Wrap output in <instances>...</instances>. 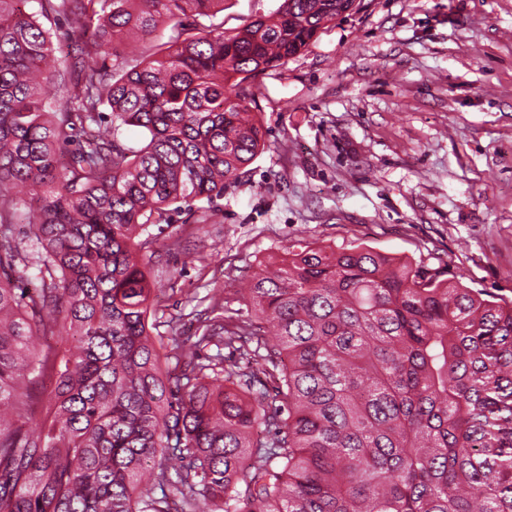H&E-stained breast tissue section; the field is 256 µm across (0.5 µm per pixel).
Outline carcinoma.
Returning <instances> with one entry per match:
<instances>
[{
	"mask_svg": "<svg viewBox=\"0 0 512 512\" xmlns=\"http://www.w3.org/2000/svg\"><path fill=\"white\" fill-rule=\"evenodd\" d=\"M27 3L0 0V512H512V302L296 245L250 276V317L153 337L151 227L241 182L249 80L361 0L232 35L224 0Z\"/></svg>",
	"mask_w": 512,
	"mask_h": 512,
	"instance_id": "carcinoma-1",
	"label": "carcinoma"
}]
</instances>
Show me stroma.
<instances>
[{
	"instance_id": "stroma-1",
	"label": "stroma",
	"mask_w": 512,
	"mask_h": 512,
	"mask_svg": "<svg viewBox=\"0 0 512 512\" xmlns=\"http://www.w3.org/2000/svg\"><path fill=\"white\" fill-rule=\"evenodd\" d=\"M265 147L161 238V336L296 244L361 246L512 301V0H363L251 79Z\"/></svg>"
}]
</instances>
